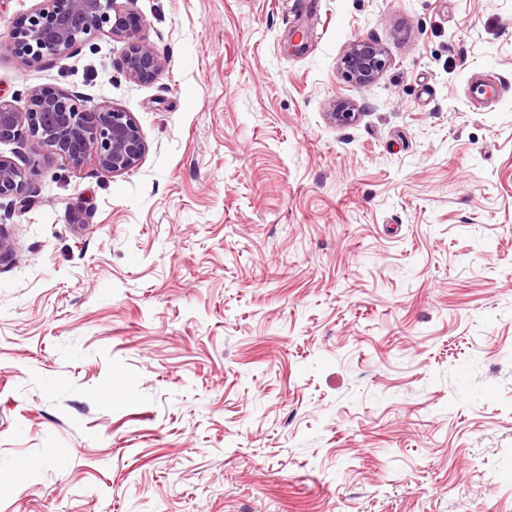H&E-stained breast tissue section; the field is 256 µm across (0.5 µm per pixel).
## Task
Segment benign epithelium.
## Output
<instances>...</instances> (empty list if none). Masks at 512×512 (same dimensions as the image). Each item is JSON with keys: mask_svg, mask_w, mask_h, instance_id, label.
<instances>
[{"mask_svg": "<svg viewBox=\"0 0 512 512\" xmlns=\"http://www.w3.org/2000/svg\"><path fill=\"white\" fill-rule=\"evenodd\" d=\"M139 23L118 0H38L0 41V54L31 66L45 59H66L80 45L107 32L125 44L124 67L130 79L153 81L163 63L154 47L138 37ZM388 65L385 49L369 39L352 42L340 60L342 76L368 88ZM28 106L18 110L0 95V142L31 144L79 166L91 159L105 174L134 169L148 150L130 113L106 105H86L84 97L50 85L32 88ZM35 166L27 169L0 156V200L26 201Z\"/></svg>", "mask_w": 512, "mask_h": 512, "instance_id": "1", "label": "benign epithelium"}]
</instances>
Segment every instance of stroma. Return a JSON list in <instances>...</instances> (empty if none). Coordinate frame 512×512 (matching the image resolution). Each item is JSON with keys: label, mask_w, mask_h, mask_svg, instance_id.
Here are the masks:
<instances>
[{"label": "stroma", "mask_w": 512, "mask_h": 512, "mask_svg": "<svg viewBox=\"0 0 512 512\" xmlns=\"http://www.w3.org/2000/svg\"><path fill=\"white\" fill-rule=\"evenodd\" d=\"M292 5L131 0L147 83L106 33L0 55L18 108L148 144L112 176L0 142L39 159L0 208V512H512V0ZM388 65L385 49L369 39L352 42L340 60L342 76L357 86H372Z\"/></svg>", "instance_id": "obj_1"}]
</instances>
